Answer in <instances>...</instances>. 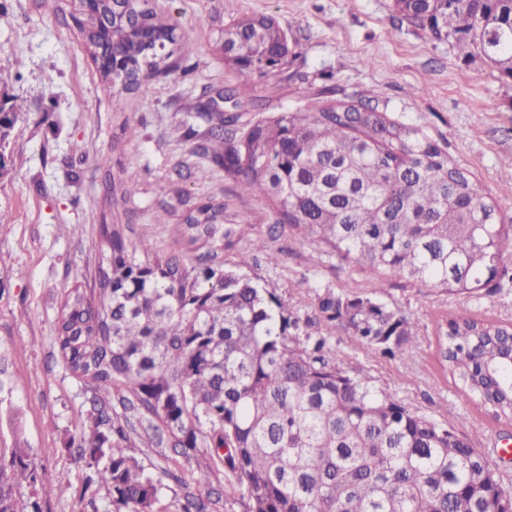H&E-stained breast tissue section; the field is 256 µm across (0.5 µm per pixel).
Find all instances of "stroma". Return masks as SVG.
Returning a JSON list of instances; mask_svg holds the SVG:
<instances>
[{
  "mask_svg": "<svg viewBox=\"0 0 512 512\" xmlns=\"http://www.w3.org/2000/svg\"><path fill=\"white\" fill-rule=\"evenodd\" d=\"M58 3L0 0V101L23 105L0 144V448L33 449L46 476L60 483L43 512H88L86 471L66 446L84 421L85 384L66 367L54 336L67 292L94 285L101 225H132L157 252L171 253L179 246L168 226L181 214L156 223L158 204L210 199L225 204L241 229L225 258L250 239H267L268 255L242 272L288 299L298 316L314 315L324 289L361 293L367 285L358 265L330 257L324 246L291 231L270 234L275 216L267 199L241 194L200 151L201 104L236 83L218 42L224 26L242 15H272L288 36L287 65L242 89L247 116L306 108L327 87L340 95L372 90L393 118L421 128L491 194L512 160V78L400 23L393 0H150L192 50L177 71L153 76L147 93L132 94L127 110L116 112L111 88ZM124 122L138 135L120 142ZM116 179L135 183L137 195L113 204ZM377 297L416 323L414 358L383 355L338 330L340 366L448 422L512 483V459L497 443L498 433L512 434V421L490 422L446 379L435 360L434 325L438 313L461 307L512 321V283L451 295L390 274Z\"/></svg>",
  "mask_w": 512,
  "mask_h": 512,
  "instance_id": "1",
  "label": "stroma"
}]
</instances>
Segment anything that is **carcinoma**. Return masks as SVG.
<instances>
[{"label": "carcinoma", "instance_id": "carcinoma-1", "mask_svg": "<svg viewBox=\"0 0 512 512\" xmlns=\"http://www.w3.org/2000/svg\"><path fill=\"white\" fill-rule=\"evenodd\" d=\"M394 9L512 78V0H394ZM73 21L94 62L119 44L123 74L99 71L126 93L173 70L174 51H191L148 0H94ZM223 47L243 86L290 55L272 15L230 21ZM199 118L224 174L272 202L273 230L295 229L358 264L368 291L328 288L316 318L303 320L238 271L268 253L266 240L231 263L193 265L187 253H215L234 232L222 204L187 208L170 225L183 252L159 254L129 225H103L106 275L95 295L68 292L55 333L63 362L88 382L86 422L68 447L91 472L87 486L105 488L106 512H220L213 484L227 474L247 512H512V485L482 451L342 369L328 334L410 359L416 324L376 298L386 275L459 295L512 281L503 250L512 224L498 198L375 96L244 121L203 108ZM436 336L453 384L494 420H512V322L460 308L436 321ZM143 448L187 463L192 483L144 466ZM165 477L184 488L174 509L161 507ZM24 485L32 495L21 504ZM56 489L39 477L33 449L0 454V512H41Z\"/></svg>", "mask_w": 512, "mask_h": 512}]
</instances>
